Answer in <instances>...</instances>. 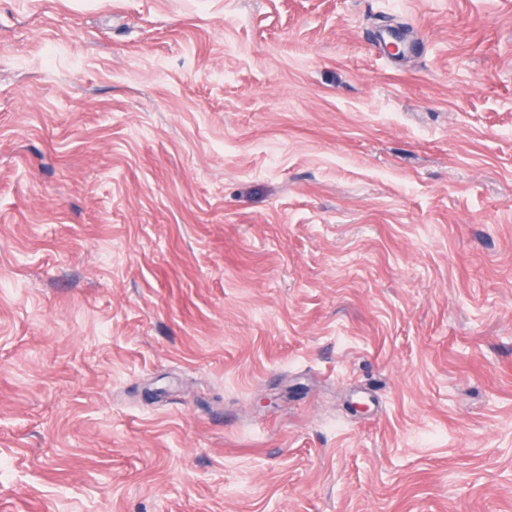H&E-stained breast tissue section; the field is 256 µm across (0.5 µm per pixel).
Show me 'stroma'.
<instances>
[{
	"label": "stroma",
	"instance_id": "obj_1",
	"mask_svg": "<svg viewBox=\"0 0 512 512\" xmlns=\"http://www.w3.org/2000/svg\"><path fill=\"white\" fill-rule=\"evenodd\" d=\"M0 512H512V0H0Z\"/></svg>",
	"mask_w": 512,
	"mask_h": 512
}]
</instances>
